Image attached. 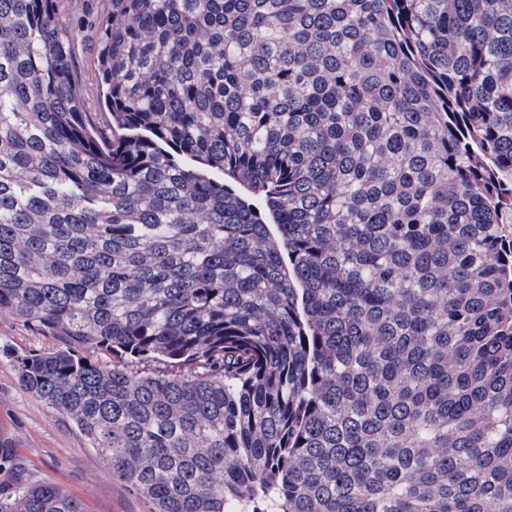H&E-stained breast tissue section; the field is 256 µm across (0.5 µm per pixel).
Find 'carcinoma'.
I'll return each instance as SVG.
<instances>
[{"label":"carcinoma","mask_w":512,"mask_h":512,"mask_svg":"<svg viewBox=\"0 0 512 512\" xmlns=\"http://www.w3.org/2000/svg\"><path fill=\"white\" fill-rule=\"evenodd\" d=\"M0 0V311L151 512H512V0ZM0 512H82L49 484ZM56 8L75 33L73 71L82 87L86 112L98 127L109 123L108 110L102 103V85L98 74L97 23L107 14L110 0H56Z\"/></svg>","instance_id":"cac0c4a2"}]
</instances>
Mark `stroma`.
<instances>
[{"mask_svg": "<svg viewBox=\"0 0 512 512\" xmlns=\"http://www.w3.org/2000/svg\"><path fill=\"white\" fill-rule=\"evenodd\" d=\"M56 8L75 33L73 71L85 108L94 124L107 126L96 40L97 23L107 14L110 0H56ZM52 344L10 312H0V448L16 463L14 470L0 471V484L21 480L56 485L77 499L83 512H149L148 502L112 474L71 420L21 386L14 355Z\"/></svg>", "mask_w": 512, "mask_h": 512, "instance_id": "1", "label": "stroma"}]
</instances>
